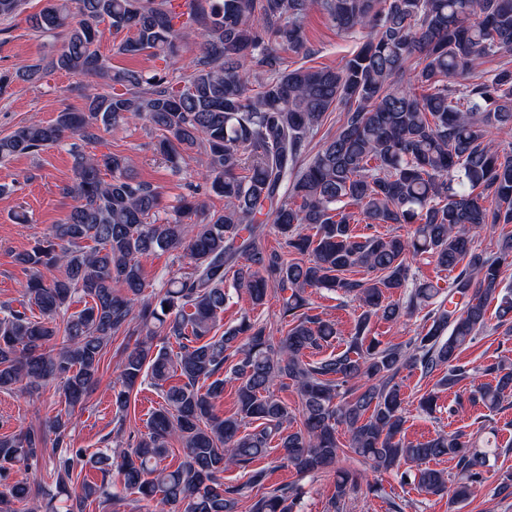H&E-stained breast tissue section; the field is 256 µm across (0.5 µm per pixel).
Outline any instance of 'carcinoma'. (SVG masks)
Masks as SVG:
<instances>
[{
	"label": "carcinoma",
	"mask_w": 512,
	"mask_h": 512,
	"mask_svg": "<svg viewBox=\"0 0 512 512\" xmlns=\"http://www.w3.org/2000/svg\"><path fill=\"white\" fill-rule=\"evenodd\" d=\"M314 7L340 32H367L337 67L284 61L286 52L310 53L305 21ZM29 21L63 38L48 66L96 85L77 87L83 111L63 110L0 137V163L68 145L74 181L67 193L75 201L61 223L16 256L28 278L21 308L0 307V391L33 392L59 381L68 412L52 427L62 446L121 333L137 339L120 351L115 413L128 409L147 378L163 404L127 451L70 449L53 491L9 480L14 467L38 461L43 435L0 437V512L38 498L45 512H57L59 498L63 512L111 501L102 483L69 493L72 473L87 464L117 468L146 508L236 512L265 474L232 485L224 470L253 463L273 443L300 475L335 468L336 502L365 480L337 468L351 452L425 494L448 496V512H456L489 481L491 453L458 430L405 441L401 373L439 371L438 384L450 388L469 378L492 411L512 394L511 357L472 369L460 363L477 336L512 335V290L502 287L512 235L495 252L475 245L485 229L512 224V146L488 137L492 128L512 130V69L479 70L512 54V0H46ZM102 22L132 33L118 47L123 54L174 60L178 43L197 33L200 55L185 65L181 87L161 70H114L97 48ZM43 69L39 61L0 74V94ZM332 112L339 113L336 133L310 153ZM131 120L160 132L155 151L174 169L190 152L206 157L203 185L164 218L162 187L138 179L126 156L86 151L100 130ZM202 186L224 198L222 209L196 199ZM357 214L368 232L353 233ZM269 222L280 238L276 249L261 243ZM380 224L409 230L382 234ZM170 250L182 252L190 271L146 293L141 258ZM421 258L450 274L446 286L413 275ZM357 270L362 277L351 276ZM230 274L255 307L275 289L282 336L247 317L214 335ZM309 288L339 289L362 308L347 348L317 360L307 353L329 345L336 324L309 314ZM76 298L84 307L72 312ZM33 307L38 314L29 313ZM422 310L428 326L404 344L371 335L375 320L396 324ZM231 359L238 407L223 417L216 403ZM176 375L181 383H170ZM489 375L495 383L480 382ZM284 379L299 394L296 414L270 391ZM255 422L254 431L243 430ZM173 440L183 460L173 470L158 467ZM445 456L459 474L451 487L429 467ZM300 496L296 485L277 487L252 512H295Z\"/></svg>",
	"instance_id": "obj_1"
}]
</instances>
